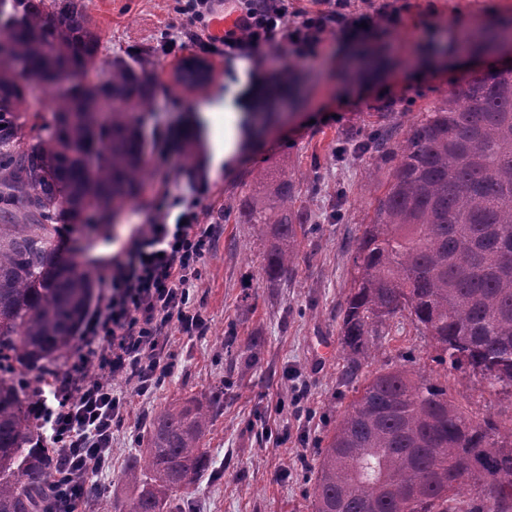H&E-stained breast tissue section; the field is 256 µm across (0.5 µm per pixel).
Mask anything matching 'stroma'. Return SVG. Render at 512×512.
Here are the masks:
<instances>
[{
    "instance_id": "obj_1",
    "label": "stroma",
    "mask_w": 512,
    "mask_h": 512,
    "mask_svg": "<svg viewBox=\"0 0 512 512\" xmlns=\"http://www.w3.org/2000/svg\"><path fill=\"white\" fill-rule=\"evenodd\" d=\"M385 2L398 12V23L378 24L356 38L326 30L317 66L291 65L298 96L274 113L252 112L241 124L238 151L217 164L214 144L224 137L225 110L237 108L244 63L209 57L210 83L184 88L174 75L195 48L186 47L179 59L159 52L172 31L174 0H91L103 37L98 66L149 49L157 92L143 117L145 131L153 141L166 132L176 137L168 159L150 153L152 182L137 204L97 228L90 256L99 275L124 257L139 225L154 223L162 191L187 196L191 182H204L199 209L208 223L247 191L258 166L274 178L285 169L295 177L313 232L301 244L294 276L271 285L262 270L265 243L253 226L224 223L197 288L209 332L192 340L176 336L174 372L114 431L112 466L94 475L88 512H112L135 494L122 479L124 468L144 453L160 410L188 398L214 403L215 417L204 438L209 464L183 496L186 512H313L318 454L355 397L342 377L338 304L351 282L353 243L391 172L350 143L381 126L402 140L410 123L448 91L489 70V57L468 55L463 37L476 26L512 19V0ZM254 341L260 354L250 362L242 350ZM427 348L408 322L394 324L363 373L399 367L400 353ZM424 371L447 379L449 393L473 413L512 422V396L430 361Z\"/></svg>"
}]
</instances>
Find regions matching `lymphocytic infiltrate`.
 <instances>
[{"instance_id": "f902f5d3", "label": "lymphocytic infiltrate", "mask_w": 512, "mask_h": 512, "mask_svg": "<svg viewBox=\"0 0 512 512\" xmlns=\"http://www.w3.org/2000/svg\"><path fill=\"white\" fill-rule=\"evenodd\" d=\"M214 2L176 0L181 36L168 39L163 52L175 56L190 44L206 55L249 61L255 87L286 82L289 62L315 61L327 29L356 37L385 18L378 9L354 8L352 0H318V10L293 18L287 0H234V25L219 37L205 30ZM219 231L201 223L197 199H177L135 236L125 259L113 263L99 306L83 327L76 367L53 372L51 400L34 409L62 463L45 512H79L92 477L112 460L113 432L134 399L172 374L173 333L206 334L196 288ZM119 379L124 389L113 388Z\"/></svg>"}]
</instances>
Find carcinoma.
<instances>
[{"mask_svg": "<svg viewBox=\"0 0 512 512\" xmlns=\"http://www.w3.org/2000/svg\"><path fill=\"white\" fill-rule=\"evenodd\" d=\"M1 32L28 70L0 65V512H43L55 453L19 377L73 345L95 285L79 262L84 245L60 259L59 225L81 216L108 224L107 214L142 196L152 175L132 111H152L157 86L148 52L93 68L101 32L89 0H14ZM506 40L512 20L480 26L465 43L487 51ZM35 84L53 105L28 137L23 107ZM357 146L392 168L355 241L338 307L345 380L359 383L375 340L400 315L429 337L432 362L512 390V77H475L402 141L366 137ZM251 175L237 210L213 222L259 225L263 273L278 282L295 272L308 214L288 172ZM356 392L322 452L314 512H512V425L470 413L420 370L378 372ZM212 420L213 407L192 398L165 407L150 424L146 465L123 473L139 492L114 512H173L174 494L207 467ZM450 459L474 466L476 477L456 482Z\"/></svg>", "mask_w": 512, "mask_h": 512, "instance_id": "carcinoma-1", "label": "carcinoma"}]
</instances>
